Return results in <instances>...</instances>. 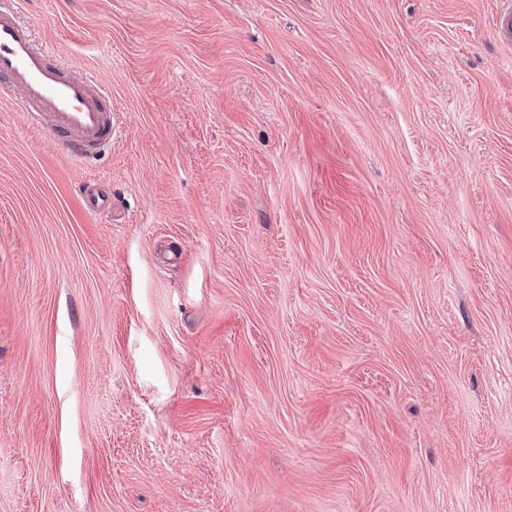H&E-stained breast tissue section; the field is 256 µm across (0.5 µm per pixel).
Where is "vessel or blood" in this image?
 <instances>
[{
    "label": "vessel or blood",
    "instance_id": "b4317fda",
    "mask_svg": "<svg viewBox=\"0 0 512 512\" xmlns=\"http://www.w3.org/2000/svg\"><path fill=\"white\" fill-rule=\"evenodd\" d=\"M18 94L31 123L48 133L77 159H86L112 142L116 132L112 97L100 82L58 60L38 42L12 0H0V95ZM89 212L112 205V192L82 185Z\"/></svg>",
    "mask_w": 512,
    "mask_h": 512
}]
</instances>
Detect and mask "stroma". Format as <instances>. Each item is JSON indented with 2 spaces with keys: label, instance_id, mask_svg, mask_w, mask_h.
<instances>
[{
  "label": "stroma",
  "instance_id": "stroma-1",
  "mask_svg": "<svg viewBox=\"0 0 512 512\" xmlns=\"http://www.w3.org/2000/svg\"><path fill=\"white\" fill-rule=\"evenodd\" d=\"M508 8L23 0L119 126L0 96V512H512ZM80 190L89 212L97 213L112 206V190L102 189L92 183L82 185Z\"/></svg>",
  "mask_w": 512,
  "mask_h": 512
}]
</instances>
